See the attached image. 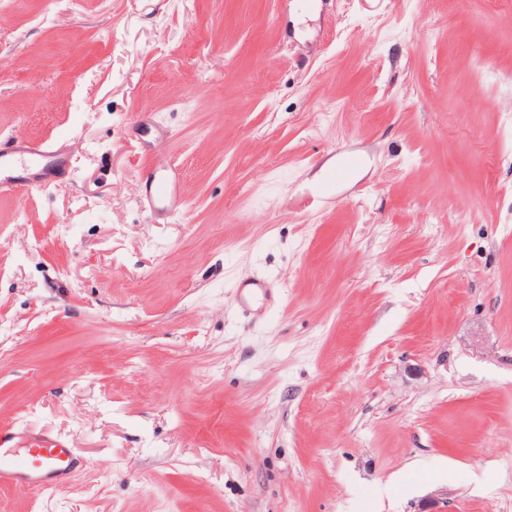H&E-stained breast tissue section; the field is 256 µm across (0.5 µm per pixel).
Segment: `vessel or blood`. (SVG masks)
Returning a JSON list of instances; mask_svg holds the SVG:
<instances>
[{
    "label": "vessel or blood",
    "instance_id": "1",
    "mask_svg": "<svg viewBox=\"0 0 512 512\" xmlns=\"http://www.w3.org/2000/svg\"><path fill=\"white\" fill-rule=\"evenodd\" d=\"M69 163L61 142L10 138L0 146V196L44 188L58 181ZM177 183L175 172L166 171L149 182L147 195L153 203H168L177 195ZM76 467L73 448L61 439L43 436L30 441L0 430V487L49 489L67 480Z\"/></svg>",
    "mask_w": 512,
    "mask_h": 512
}]
</instances>
